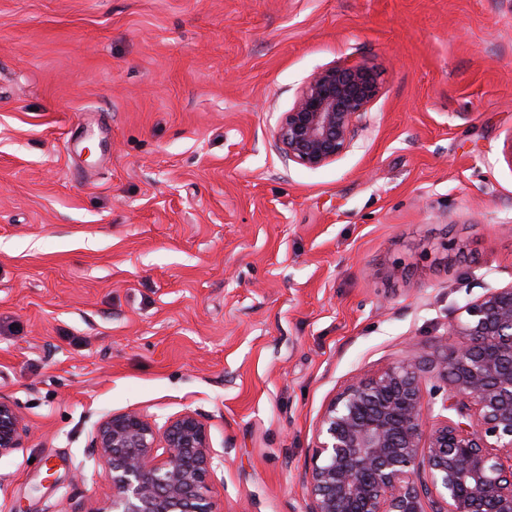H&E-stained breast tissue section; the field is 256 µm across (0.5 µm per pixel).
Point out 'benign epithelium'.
Returning a JSON list of instances; mask_svg holds the SVG:
<instances>
[{"instance_id": "7a95c632", "label": "benign epithelium", "mask_w": 512, "mask_h": 512, "mask_svg": "<svg viewBox=\"0 0 512 512\" xmlns=\"http://www.w3.org/2000/svg\"><path fill=\"white\" fill-rule=\"evenodd\" d=\"M380 92L363 64L312 73L277 124L282 157L309 170L335 162ZM432 380L439 384L426 389ZM26 433L14 404L0 398V458ZM318 436L310 512H512V284L462 306L435 354L354 377ZM93 452L109 482L83 512H212L213 453L196 414L161 426L138 411L109 415Z\"/></svg>"}]
</instances>
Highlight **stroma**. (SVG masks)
Here are the masks:
<instances>
[{
    "label": "stroma",
    "instance_id": "35a3bbf8",
    "mask_svg": "<svg viewBox=\"0 0 512 512\" xmlns=\"http://www.w3.org/2000/svg\"><path fill=\"white\" fill-rule=\"evenodd\" d=\"M380 96L309 170L314 71ZM512 0H0V512H79L97 423H207L213 512H309L319 422L512 284ZM380 92L377 73L363 64L312 73L277 124L282 157L309 170L335 162L353 147L358 122ZM26 425L12 402L0 398V458L21 447Z\"/></svg>",
    "mask_w": 512,
    "mask_h": 512
}]
</instances>
